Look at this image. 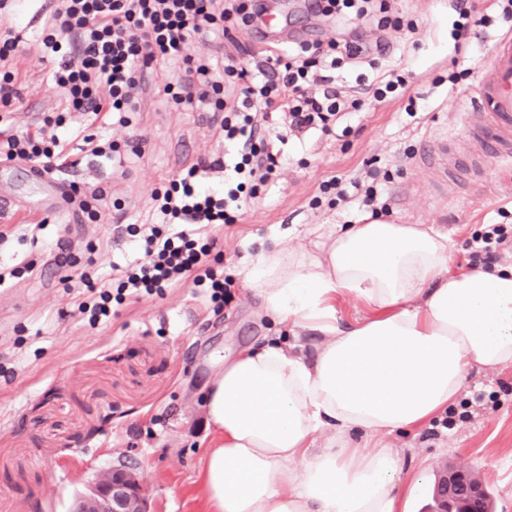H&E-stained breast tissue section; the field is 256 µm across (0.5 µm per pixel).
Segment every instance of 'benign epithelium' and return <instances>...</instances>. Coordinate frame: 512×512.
<instances>
[{
  "mask_svg": "<svg viewBox=\"0 0 512 512\" xmlns=\"http://www.w3.org/2000/svg\"><path fill=\"white\" fill-rule=\"evenodd\" d=\"M145 481L140 466L120 461L97 476L90 493L80 496L71 512H147ZM470 500L484 496L478 473L466 465H445L439 471L434 489L436 512H457L455 497Z\"/></svg>",
  "mask_w": 512,
  "mask_h": 512,
  "instance_id": "1",
  "label": "benign epithelium"
}]
</instances>
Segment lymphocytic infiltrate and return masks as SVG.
Returning <instances> with one entry per match:
<instances>
[{
	"mask_svg": "<svg viewBox=\"0 0 512 512\" xmlns=\"http://www.w3.org/2000/svg\"><path fill=\"white\" fill-rule=\"evenodd\" d=\"M314 2L315 13L336 25L335 38L274 43L259 64L247 68L232 59L218 69L209 57L191 55L190 44L198 38L232 40L233 30L249 29L262 15L261 0H238L230 8L224 0H56L38 46L53 64L48 85L64 100L65 111L44 114L34 133L7 127L5 108L18 97L13 61L19 42L0 20L1 161L26 162L47 173L61 169L70 156L59 133L68 111L129 126L144 75L158 61L171 72L160 87L166 98L187 110L207 104L224 115L223 157L182 170L165 190L154 191L150 223L130 232L138 257L113 265L111 278L100 282L95 316H109L114 285L134 300L180 284L206 288L211 311L221 313L233 282L215 269L221 256L217 232L238 223L244 200L259 198L283 162L261 122L277 114L292 132L335 133L361 102L344 100L331 85V72L363 59L377 67L387 50L383 41L354 37V28L373 17L382 31L417 30L415 22L390 17L387 0ZM211 169L223 171V185L204 182Z\"/></svg>",
	"mask_w": 512,
	"mask_h": 512,
	"instance_id": "f902f5d3",
	"label": "lymphocytic infiltrate"
}]
</instances>
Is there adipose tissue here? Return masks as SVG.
Here are the masks:
<instances>
[{"mask_svg":"<svg viewBox=\"0 0 512 512\" xmlns=\"http://www.w3.org/2000/svg\"><path fill=\"white\" fill-rule=\"evenodd\" d=\"M429 224H333L316 252L282 246L241 274L313 357L271 341L227 359L205 395L210 512H398L416 483L397 449L359 447L422 426L473 370L512 367V261L453 271ZM370 307L342 322L337 298Z\"/></svg>","mask_w":512,"mask_h":512,"instance_id":"1","label":"adipose tissue"}]
</instances>
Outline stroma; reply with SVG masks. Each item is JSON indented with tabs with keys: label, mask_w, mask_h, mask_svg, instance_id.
<instances>
[{
	"label": "stroma",
	"mask_w": 512,
	"mask_h": 512,
	"mask_svg": "<svg viewBox=\"0 0 512 512\" xmlns=\"http://www.w3.org/2000/svg\"><path fill=\"white\" fill-rule=\"evenodd\" d=\"M491 17L478 28L469 52L456 53L450 36L456 18L449 0H391L395 15L419 30L388 29L386 68L412 70L408 98L366 100L368 69L346 70L335 85L363 98L347 132L310 131L290 137L288 157L267 196L247 200L240 223L224 227L221 267L234 282L223 312L209 309L206 289L175 287L165 295L112 305L110 318L91 321L77 301L98 294L79 289L81 275L97 278L133 259L123 226L146 222L151 195L174 174L215 157L224 144L223 113L183 110L159 93L168 73L149 68L132 126L112 130L126 149L142 152L118 167L93 156L62 171L67 182L103 187L109 203L99 220L76 212L51 214L38 241L0 242V269L34 262L37 275L0 286V512H70L76 495L119 457L146 477L149 512H208L201 470L211 442L203 396L225 358L264 339L286 336L262 309L240 275L243 266L281 244L298 253L316 249L315 227L356 221L361 207L328 204L322 181L334 175L366 177L370 167L391 171L379 204L403 224H432L456 245L457 267L469 266V244L489 225H512V165L481 153L468 132L466 98L473 82L449 75L487 62L496 40L512 31L495 0H473ZM52 0H20L14 32L24 48L14 61L19 100L15 130H36L43 113L61 111L46 84L50 69L37 48ZM415 116H408L407 104ZM447 141L468 164L449 177L420 168L417 157L432 140ZM66 251L73 265L47 266ZM72 288H65V281ZM405 470L435 474L440 464H465L481 474L494 512H512V367L469 374L460 396L423 427L385 437Z\"/></svg>",
	"instance_id": "stroma-1"
}]
</instances>
